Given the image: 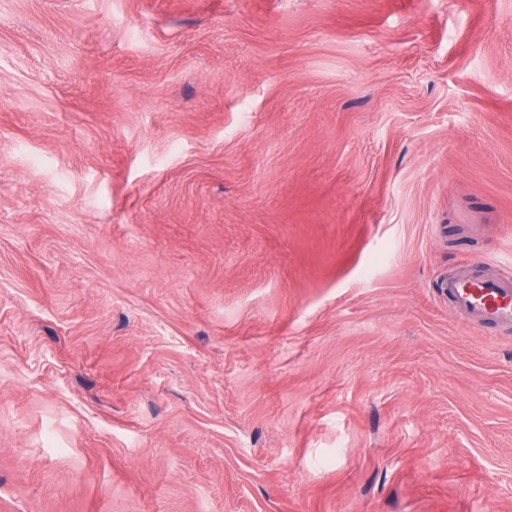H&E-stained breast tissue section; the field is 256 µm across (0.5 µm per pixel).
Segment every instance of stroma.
Listing matches in <instances>:
<instances>
[{
  "label": "stroma",
  "instance_id": "stroma-1",
  "mask_svg": "<svg viewBox=\"0 0 512 512\" xmlns=\"http://www.w3.org/2000/svg\"><path fill=\"white\" fill-rule=\"evenodd\" d=\"M512 0H0V512H512ZM448 305L477 327H512V278L468 275L448 277L437 284Z\"/></svg>",
  "mask_w": 512,
  "mask_h": 512
}]
</instances>
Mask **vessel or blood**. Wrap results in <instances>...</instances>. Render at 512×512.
I'll return each instance as SVG.
<instances>
[{"mask_svg": "<svg viewBox=\"0 0 512 512\" xmlns=\"http://www.w3.org/2000/svg\"><path fill=\"white\" fill-rule=\"evenodd\" d=\"M437 292L452 310L477 327H512V278L468 275L441 280Z\"/></svg>", "mask_w": 512, "mask_h": 512, "instance_id": "obj_1", "label": "vessel or blood"}]
</instances>
